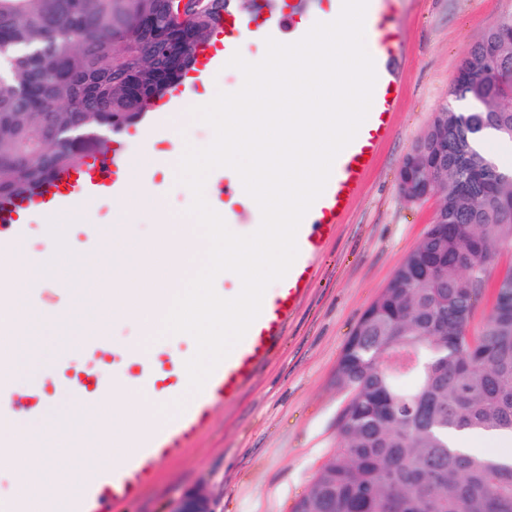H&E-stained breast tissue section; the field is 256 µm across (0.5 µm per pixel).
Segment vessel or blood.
<instances>
[{
  "label": "vessel or blood",
  "instance_id": "1",
  "mask_svg": "<svg viewBox=\"0 0 512 512\" xmlns=\"http://www.w3.org/2000/svg\"><path fill=\"white\" fill-rule=\"evenodd\" d=\"M374 24L380 37L370 111L356 137L334 162L324 192L302 220L297 233L298 256L293 265L273 294L263 299L260 315L199 393L189 394L185 365L175 354L142 343L115 345L109 332L96 322L86 324L79 344L68 349L61 363L74 412L72 418L56 421L45 417L44 410L51 401L48 390L24 393L0 387V423L5 426L0 432V447H14L13 428L39 418L44 429L29 439L30 447L46 448L61 438L69 448L135 451L134 456L111 468L87 470L78 493L48 502L46 512H110L111 506L134 499L156 464L173 449L189 446L226 403L236 400L254 382L281 345L289 317L316 280L317 262L326 242L335 235L337 224L360 194L381 145L394 130V112L403 90L401 65L405 53L390 16L375 14ZM296 30L297 21L292 14L268 10L250 16L236 0H227L219 27L224 46L219 51L210 44L198 47V69L203 72L223 68L225 54L238 51L245 36L276 39ZM140 175L137 156L128 154L124 141L116 137L109 152L62 170L37 193L0 199V288L17 285L20 271L16 258L28 237L26 216L65 217L77 202L103 194L121 200ZM84 232L96 244L88 256L95 274L89 295L100 307L115 305L118 292L113 285L127 274L129 267L117 263L106 249L99 247V225H85ZM76 285V280L63 276L37 282L34 292L42 308L57 310L61 307L60 290ZM130 377L139 378L147 386L149 399L157 410L153 430L144 434L129 427H108L100 415L113 389Z\"/></svg>",
  "mask_w": 512,
  "mask_h": 512
}]
</instances>
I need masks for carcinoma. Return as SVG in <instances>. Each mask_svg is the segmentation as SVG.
Segmentation results:
<instances>
[{"label":"carcinoma","instance_id":"1","mask_svg":"<svg viewBox=\"0 0 512 512\" xmlns=\"http://www.w3.org/2000/svg\"><path fill=\"white\" fill-rule=\"evenodd\" d=\"M226 0H0V197H24L140 121L191 69ZM491 28L464 57L439 115L438 214L364 312L336 371L349 393L336 448L292 512H512V463L451 447L512 435V172L476 147L512 142V39ZM493 303L471 328L487 288Z\"/></svg>","mask_w":512,"mask_h":512}]
</instances>
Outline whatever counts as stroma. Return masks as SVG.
Listing matches in <instances>:
<instances>
[{
  "instance_id": "35a3bbf8",
  "label": "stroma",
  "mask_w": 512,
  "mask_h": 512,
  "mask_svg": "<svg viewBox=\"0 0 512 512\" xmlns=\"http://www.w3.org/2000/svg\"><path fill=\"white\" fill-rule=\"evenodd\" d=\"M387 8L406 59L394 131L326 243L316 282L290 317L281 348L236 402L188 447L175 449L140 496L116 512H169L195 490L210 497L215 512H292L335 448L348 400L336 385L343 350L362 314L422 240L438 205L433 197L411 202L400 193L403 160L437 112L465 108L452 90L467 50L512 17V0H389ZM204 93V84L196 83L179 107L180 132L164 118L155 153L176 155L211 138V127L190 114ZM118 207L133 226L127 247L157 259L162 244L153 234L152 212L94 198L82 205L84 221L110 228Z\"/></svg>"
}]
</instances>
